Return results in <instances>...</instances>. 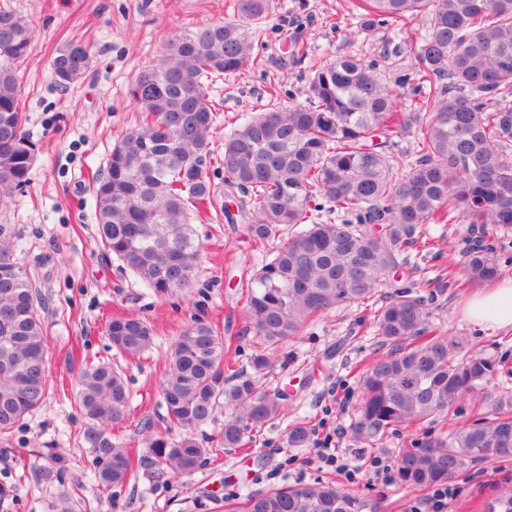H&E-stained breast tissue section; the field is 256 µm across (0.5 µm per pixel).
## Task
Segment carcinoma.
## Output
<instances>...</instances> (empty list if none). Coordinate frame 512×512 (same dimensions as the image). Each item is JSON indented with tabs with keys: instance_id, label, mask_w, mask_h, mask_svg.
Masks as SVG:
<instances>
[{
	"instance_id": "carcinoma-1",
	"label": "carcinoma",
	"mask_w": 512,
	"mask_h": 512,
	"mask_svg": "<svg viewBox=\"0 0 512 512\" xmlns=\"http://www.w3.org/2000/svg\"><path fill=\"white\" fill-rule=\"evenodd\" d=\"M364 34L389 23L402 33L424 20L411 75L390 80L375 61L344 55L308 80L305 104L263 109L224 137L217 168L206 169L216 101L204 80L258 64L254 43L268 0H238V17L179 32L129 94L140 125L111 151L93 184L97 241L121 267L160 296L190 286L201 245L192 221L232 218L224 198L241 194L238 213L254 245L283 226L293 232L246 282L250 328L274 347L338 306L375 305L374 321L388 354L361 376L353 434L375 444L400 427L446 415L470 399L485 416L400 450L396 484L425 489L470 470L478 461H512V389L493 386L497 365L480 354L457 355L460 343L432 334L424 300L404 289L376 305L397 250L426 224L457 217L512 233V0H351ZM31 27L0 10V198L29 183L36 143L20 108L17 64L28 56ZM91 51L66 42L51 65L66 88L88 71ZM417 81L405 104L398 88ZM414 136L413 160L385 152L381 136ZM408 168L399 178L396 171ZM322 213L335 220L318 222ZM11 227L0 224V435L42 405L49 356L35 278L12 257ZM464 271L473 282L495 278L493 248L469 247ZM107 333L135 357L153 343L140 318L116 317ZM224 340L199 323L174 341L160 385L165 414L147 423L146 448L159 474L188 476L210 450L237 448L246 434L283 415L280 396L244 374L224 378ZM77 403L96 453L103 490L131 480L127 449L104 428L125 419L130 392L123 374L89 364ZM224 407V426L200 441L195 431ZM373 502L329 482H298L247 496L231 512H377ZM485 512H512V492L487 501Z\"/></svg>"
}]
</instances>
